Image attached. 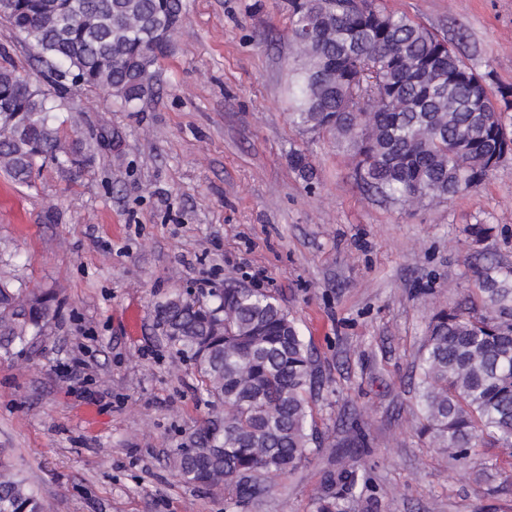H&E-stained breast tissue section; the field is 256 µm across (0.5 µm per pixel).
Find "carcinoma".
Wrapping results in <instances>:
<instances>
[{
	"instance_id": "obj_1",
	"label": "carcinoma",
	"mask_w": 512,
	"mask_h": 512,
	"mask_svg": "<svg viewBox=\"0 0 512 512\" xmlns=\"http://www.w3.org/2000/svg\"><path fill=\"white\" fill-rule=\"evenodd\" d=\"M182 0H0V21L58 87L103 92L129 109L154 93V34L181 22ZM294 122L348 142L355 176L402 207L447 202L478 186L512 154V86L493 92L485 76L441 38L373 0H295ZM0 172L31 183L36 164L75 162L55 106L29 75L0 66ZM482 308L437 310L418 357V432L463 464L472 448L500 449L512 467V266L477 272ZM58 293L18 284L0 254V349H25L44 335ZM175 353L192 361L216 407L173 458L187 483L223 486L246 504L304 464L317 445L310 396L313 351L296 320L266 293L226 288L208 304L175 293L156 307ZM366 474L329 477L317 512H363ZM0 512H45L37 494L0 455Z\"/></svg>"
}]
</instances>
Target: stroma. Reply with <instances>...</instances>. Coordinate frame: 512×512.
<instances>
[{
    "label": "stroma",
    "instance_id": "stroma-1",
    "mask_svg": "<svg viewBox=\"0 0 512 512\" xmlns=\"http://www.w3.org/2000/svg\"><path fill=\"white\" fill-rule=\"evenodd\" d=\"M376 3L446 37L490 88L512 86V0ZM292 18V0H183L155 93L134 112L43 86L87 154L39 163L15 188L24 224L0 219L25 288L61 291L38 346L0 354V448L46 512H316L342 464L367 471L374 512H512L499 449L473 448L461 466L430 449L415 390L433 313L480 307L485 259L512 266V156L450 202L400 207L365 191L345 146L289 117ZM472 224L494 231L477 242ZM227 287L271 293L322 381L319 447L246 505L170 466L213 406L154 320L172 293L209 302ZM355 425L368 449L344 444Z\"/></svg>",
    "mask_w": 512,
    "mask_h": 512
}]
</instances>
